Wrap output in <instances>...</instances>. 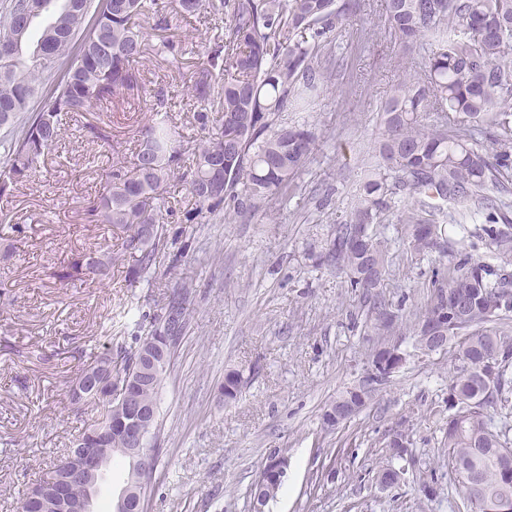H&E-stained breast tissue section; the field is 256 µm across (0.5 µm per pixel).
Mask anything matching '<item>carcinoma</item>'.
<instances>
[{"label": "carcinoma", "instance_id": "obj_1", "mask_svg": "<svg viewBox=\"0 0 512 512\" xmlns=\"http://www.w3.org/2000/svg\"><path fill=\"white\" fill-rule=\"evenodd\" d=\"M361 0H10L0 16V198L31 180L62 137L65 116H80L124 91L141 87L136 63L152 52L166 69L184 68L182 41L151 44L136 19L152 13L154 28L167 30L201 13L220 16L216 33L191 76L189 94L198 105L194 121L201 139L185 155L182 126L156 112L137 129L132 169L113 166L100 173L101 190L88 211L99 224L122 232L118 249L77 250L50 272L65 286L104 281L112 267L133 258L130 287L155 288L163 273L157 255L167 247L165 220L173 214L171 179L180 174L193 200L186 224H212L219 217L249 222L261 203L286 193L316 146L305 125L280 120L304 111L322 86L321 48L335 31L351 26ZM95 20L79 46L74 38L86 18ZM384 25L404 54L420 56L418 72L399 81L380 109L381 140L363 170L359 193L336 225L325 260L349 277L350 288L373 302L374 320L390 336L424 334L430 316L443 318L452 352L447 427L441 451L463 504L479 500L477 512H500L512 502V466L501 457L512 450V425L500 413L512 393V281L467 251L451 255L448 271L427 298L424 311L403 318L374 298L388 271V241L371 226L391 212L394 196L409 198L396 211L408 228L407 244L418 258L440 248L443 234L463 236L484 218L481 231L495 257L512 263V0H384ZM31 20L20 50L14 36ZM64 67L38 112L25 113L46 75ZM467 303L470 317L448 311V294ZM176 311L181 329L191 321L190 292L173 290L164 311ZM163 317L145 335L126 337L81 369L105 365L110 385H127L158 405L167 370L152 383L137 373L139 356ZM242 376L224 377V400L236 399ZM348 388L333 404H354L358 414L371 400ZM110 416L71 443L108 449L106 469L120 460L121 431ZM399 431L386 444L392 460L408 447ZM49 474L18 501L17 512H53Z\"/></svg>", "mask_w": 512, "mask_h": 512}]
</instances>
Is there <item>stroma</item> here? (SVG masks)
Segmentation results:
<instances>
[{
	"instance_id": "obj_1",
	"label": "stroma",
	"mask_w": 512,
	"mask_h": 512,
	"mask_svg": "<svg viewBox=\"0 0 512 512\" xmlns=\"http://www.w3.org/2000/svg\"><path fill=\"white\" fill-rule=\"evenodd\" d=\"M381 15V0H364L357 24L336 35L337 60L310 111L283 113L288 124L311 125L317 143L288 195L263 203L266 218L200 225L178 212L167 226L170 252L186 250L168 287L190 288L193 318L161 387L147 512H252L251 484L273 451L289 466L269 512H449L441 438L450 353L408 358L358 415L332 429L323 423L330 402L361 382L386 339L346 275L319 260L355 198L363 150L380 140L378 112L392 86L413 72ZM138 69L143 89L123 92L105 114L74 117L36 180L0 199V300L10 301L0 307V444L7 447L0 512H17L19 497L73 437L101 420V405L72 406L67 390L109 349L105 327L120 300L138 295L147 326L165 302V289L128 288L122 265L103 282L64 287L50 276L75 250L114 244L111 228L92 222L85 204L114 156L132 161L135 131L152 105L187 137L198 134L190 72L171 73L149 55ZM101 121L111 144L88 130ZM376 231L390 246L389 274L377 293L403 316L420 313L450 253L467 250L512 276V264H501L475 235L418 260L395 217ZM232 369L244 384L228 402L220 387ZM398 430L409 436L412 463L404 480L384 489L376 473Z\"/></svg>"
}]
</instances>
